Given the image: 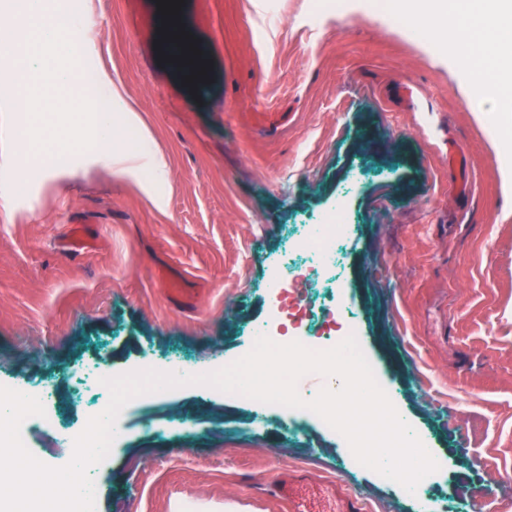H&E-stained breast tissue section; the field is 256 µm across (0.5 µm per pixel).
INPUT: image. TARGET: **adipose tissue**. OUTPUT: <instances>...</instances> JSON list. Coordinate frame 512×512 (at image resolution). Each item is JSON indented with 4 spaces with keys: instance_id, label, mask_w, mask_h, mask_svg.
Returning a JSON list of instances; mask_svg holds the SVG:
<instances>
[{
    "instance_id": "1",
    "label": "adipose tissue",
    "mask_w": 512,
    "mask_h": 512,
    "mask_svg": "<svg viewBox=\"0 0 512 512\" xmlns=\"http://www.w3.org/2000/svg\"><path fill=\"white\" fill-rule=\"evenodd\" d=\"M21 2L17 15L0 20V32L19 66L38 79L39 90L0 100V215L10 219L17 212L13 189L20 181L33 176L52 185L86 166L108 170L114 181L135 185L157 209H164L171 186L169 158L156 148L151 128L128 101L115 72L104 68L98 73L99 83L111 91V109H101L93 91L85 89L76 97V108L47 111L46 94L77 81L73 71L56 64V55L77 59L94 51L95 44L80 33L62 43L42 29L40 15L56 12V0ZM479 16L485 24L480 50L495 64L511 60L512 42L500 38L497 23L512 19V0H497L496 10H481ZM33 128L40 131L44 151L38 160L26 147Z\"/></svg>"
}]
</instances>
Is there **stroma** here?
<instances>
[{
	"label": "stroma",
	"instance_id": "obj_1",
	"mask_svg": "<svg viewBox=\"0 0 512 512\" xmlns=\"http://www.w3.org/2000/svg\"><path fill=\"white\" fill-rule=\"evenodd\" d=\"M80 4L98 66L115 71L171 160L157 211L89 167L19 186L0 220V385L57 387L80 429L69 367L106 376L172 357L211 370L245 355L272 313L269 279L290 224L343 207L342 296L388 395L440 464L431 512L512 502V140L470 96L452 43L419 37L374 0H183L206 73L166 47L157 0ZM364 180L350 186L354 172ZM89 239L64 245L73 226ZM177 280L179 296L167 292ZM265 405L205 387L134 398L92 467L97 512H288L264 485L305 469L367 512H420L398 483L355 467L313 416L291 433Z\"/></svg>",
	"mask_w": 512,
	"mask_h": 512
}]
</instances>
